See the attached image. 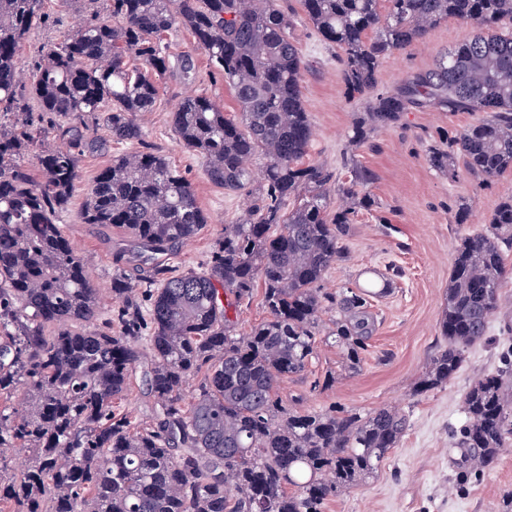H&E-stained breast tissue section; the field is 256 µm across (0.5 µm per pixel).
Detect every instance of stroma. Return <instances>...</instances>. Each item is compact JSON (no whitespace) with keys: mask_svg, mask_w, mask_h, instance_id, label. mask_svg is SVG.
I'll list each match as a JSON object with an SVG mask.
<instances>
[{"mask_svg":"<svg viewBox=\"0 0 512 512\" xmlns=\"http://www.w3.org/2000/svg\"><path fill=\"white\" fill-rule=\"evenodd\" d=\"M287 2L290 32L305 62L303 100L313 130L306 160L326 164L340 183H350L359 173L368 176L358 188L362 204L343 240L346 258L329 269L324 285L372 291L369 310L375 330L357 370L345 368L339 350L323 340L307 371L284 378L280 392L287 399L301 398L305 410L337 405L368 412L392 407L410 420L398 447L378 469L328 501L323 512H501L504 495L512 493V445L497 463L476 475L455 441L465 423L463 399L469 386L497 368L503 352L512 349V282L504 289L505 301L490 323L487 340L464 349L455 377L424 394L416 388L443 344L439 322L454 250L463 237L485 229L500 201L512 196V171L486 184L463 169L451 178L431 166L430 151L447 148L449 137L476 120L473 112L413 108L365 143L353 144V130L365 106L346 95L337 63L340 50L321 40L300 0ZM46 9L51 23L33 32L24 47L25 62L37 59L45 46L81 21L61 0H46ZM472 33L470 24L454 18L442 21L422 41L386 57L381 87L394 88L406 77L430 69L439 54ZM167 43L171 55L192 56L197 78L188 82L175 73L158 78L156 105L140 123L145 143L185 173L198 205L211 217L210 224L168 261L172 271L199 272L224 225L242 218L247 198L208 180L203 158L180 143L173 110L191 93L211 97L230 116L237 115L240 106L223 78L213 74L190 32L173 29ZM132 149V144L114 142L84 155L80 179L61 217L62 231L87 261L108 311L113 308L112 252L126 243L127 235L83 223L81 213L96 175L115 156ZM462 206L470 211L464 224L456 219ZM324 377L328 385L314 388V381Z\"/></svg>","mask_w":512,"mask_h":512,"instance_id":"stroma-1","label":"stroma"}]
</instances>
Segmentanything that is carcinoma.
Here are the masks:
<instances>
[{"label":"carcinoma","instance_id":"carcinoma-1","mask_svg":"<svg viewBox=\"0 0 512 512\" xmlns=\"http://www.w3.org/2000/svg\"><path fill=\"white\" fill-rule=\"evenodd\" d=\"M46 0H0V448L32 453L8 476L0 509L19 512H323L326 500L373 473L409 427L391 408L300 410L280 380L303 374L320 334L344 366L361 361L374 330L369 294L323 287L345 260L352 207L330 210L334 174L305 163L312 127L302 101L304 61L279 0H104L51 45L20 81L22 50L45 25ZM315 31L341 49L348 97L367 102L353 139L396 123L410 108L484 112L431 163L455 176L454 160L489 183L512 170V0H301ZM450 17L473 37L433 67L379 88L382 60L410 48ZM190 31L240 116L203 95L173 113L179 141L205 174L247 191L245 217L224 225L207 268L174 274L165 258L209 223L190 181L143 144L136 117L152 110L156 78L171 69L164 36ZM141 62L130 68L128 57ZM49 115L64 147H48ZM104 126L109 139L90 134ZM130 142L88 189L86 224L122 228L113 257L117 312L101 310L83 258L59 219L80 178L79 159ZM299 199L283 211L290 197ZM512 197L490 225L461 239L440 321L445 345L416 389L448 384L464 348L481 342L512 278ZM262 284L267 317L237 335L229 311ZM152 417L138 424L112 411L143 349ZM194 384L191 402L183 390ZM460 445L476 472L512 440V355L475 379L464 396Z\"/></svg>","mask_w":512,"mask_h":512}]
</instances>
